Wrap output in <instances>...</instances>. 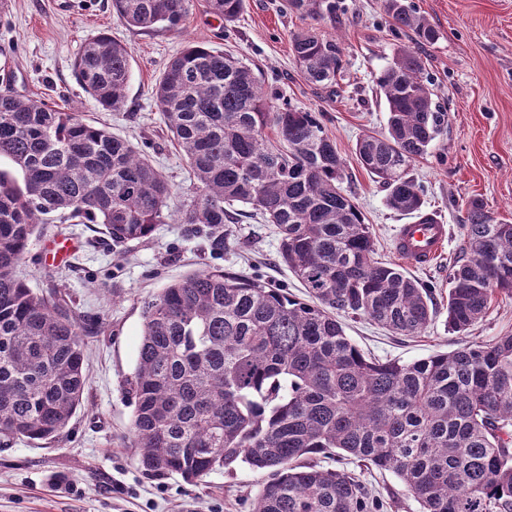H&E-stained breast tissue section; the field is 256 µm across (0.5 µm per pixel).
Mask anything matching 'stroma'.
<instances>
[{"mask_svg": "<svg viewBox=\"0 0 512 512\" xmlns=\"http://www.w3.org/2000/svg\"><path fill=\"white\" fill-rule=\"evenodd\" d=\"M440 34L419 45L395 35L383 0H336L335 31L344 47V70L334 93L307 83L290 51L292 33L310 25L281 0H245L232 28L209 12L208 0H190L179 30H140L112 15L110 0H6L0 11V93L17 94L77 110L81 119L131 142L168 177L173 203L193 191L179 147L158 112L153 89L167 62L197 42L254 62L268 90L293 104L323 112L329 136L345 162V192L371 224L379 260L401 264L394 251L408 215L390 209L384 188L353 153L359 135L381 132L387 114L376 78L397 46L416 49L448 112V132L416 160L411 174L426 190V211L448 226V245L433 264L406 272L430 286L438 314L419 336H396L362 318L345 331L364 353L413 361L456 349L461 338L488 341L512 334V298L499 297L487 317L460 336L448 328V269L464 248L461 220L470 198L483 199L495 216L512 222V0H410ZM112 33L131 50L127 102L102 109L77 83L73 63L82 45ZM72 239L76 249L53 262V243ZM273 225H233L222 257L203 239L185 238L180 225H159L152 240L117 252L92 224L53 222L40 227L21 269L33 290L60 288L74 309L99 326L85 339L88 384L81 407L55 442L17 441L0 447V512H248L262 473L239 464L213 471L197 485L180 477L144 474L129 446L134 399L127 380L136 364L142 304L169 283L210 266L288 289L305 290L278 257Z\"/></svg>", "mask_w": 512, "mask_h": 512, "instance_id": "35a3bbf8", "label": "stroma"}]
</instances>
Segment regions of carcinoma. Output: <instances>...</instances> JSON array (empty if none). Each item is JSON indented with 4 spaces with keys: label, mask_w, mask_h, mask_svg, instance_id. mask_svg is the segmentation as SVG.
Segmentation results:
<instances>
[{
    "label": "carcinoma",
    "mask_w": 512,
    "mask_h": 512,
    "mask_svg": "<svg viewBox=\"0 0 512 512\" xmlns=\"http://www.w3.org/2000/svg\"><path fill=\"white\" fill-rule=\"evenodd\" d=\"M189 0H111L128 27L177 30ZM228 27L244 0H209ZM321 23L336 0H285ZM395 32L439 38L407 0H385ZM304 79L334 91L343 47L317 26L291 34ZM105 110L126 105V44L102 32L74 62ZM387 132H367L357 163L387 191V205L428 218L410 174L448 124L417 52L401 47L378 75ZM155 103L183 153L194 191L170 209L166 175L127 141L42 100L0 93V445L57 437L81 406L88 328L55 288L36 292L20 270L38 228L90 219L112 245L147 241L182 225L224 254L227 206L274 225L279 257L308 290L213 266L144 302L129 447L144 472L190 485L242 462L264 474L250 512H387L358 470L394 475L421 512H512V334L466 341L413 362L365 356L341 317L368 318L399 336L435 320L433 291L374 258L371 225L343 189L345 162L324 114L273 102L243 59L189 44L167 64ZM465 248L448 270V328L468 331L498 296L512 297V224L480 198L467 202ZM352 467L325 468L317 454Z\"/></svg>",
    "instance_id": "1"
}]
</instances>
